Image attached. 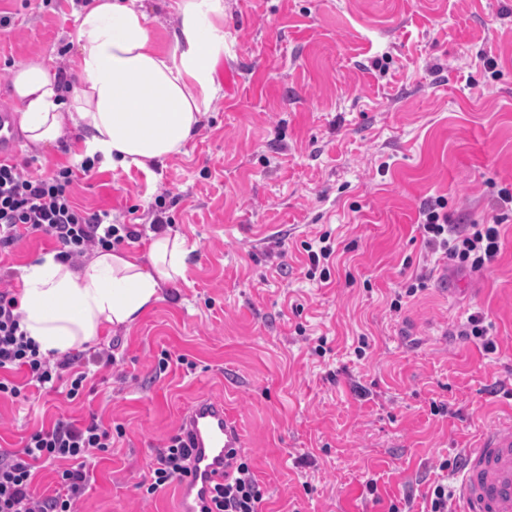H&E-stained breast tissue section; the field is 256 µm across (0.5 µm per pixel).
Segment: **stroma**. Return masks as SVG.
Masks as SVG:
<instances>
[{
	"mask_svg": "<svg viewBox=\"0 0 512 512\" xmlns=\"http://www.w3.org/2000/svg\"><path fill=\"white\" fill-rule=\"evenodd\" d=\"M142 3L170 51L175 0ZM3 16L0 107L16 110L8 78L30 57L75 81L69 0H0ZM222 67L236 89L186 154L147 171L103 161L74 185L78 203L124 224L165 193L168 233L196 246L183 279L101 334L123 359L81 400L0 398V450L102 413L125 434L80 512H176L177 486L147 500L134 486L206 393L241 430L261 512H387L406 496L423 512L440 462L512 406V212L492 269L449 264L390 309L428 262L421 204L443 198L465 225L512 185V0H224ZM327 230L337 252L323 286L305 278L302 244ZM477 310L495 354L456 335ZM165 351L194 370H160Z\"/></svg>",
	"mask_w": 512,
	"mask_h": 512,
	"instance_id": "obj_1",
	"label": "stroma"
}]
</instances>
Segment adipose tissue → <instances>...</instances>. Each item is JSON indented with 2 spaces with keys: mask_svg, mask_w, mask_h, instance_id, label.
Wrapping results in <instances>:
<instances>
[{
  "mask_svg": "<svg viewBox=\"0 0 512 512\" xmlns=\"http://www.w3.org/2000/svg\"><path fill=\"white\" fill-rule=\"evenodd\" d=\"M176 7L181 23L169 52L156 49L136 0H92L69 39L76 85H64L38 57L13 69L9 95L27 145L79 144L85 155L141 169L185 153L222 91L224 0H177ZM193 250L184 236L168 233L144 259L99 250L76 269L45 254L22 269L21 329L40 353L60 356L102 331L133 325L161 288L183 277Z\"/></svg>",
  "mask_w": 512,
  "mask_h": 512,
  "instance_id": "adipose-tissue-1",
  "label": "adipose tissue"
}]
</instances>
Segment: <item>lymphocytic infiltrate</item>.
Listing matches in <instances>:
<instances>
[{
  "label": "lymphocytic infiltrate",
  "instance_id": "f902f5d3",
  "mask_svg": "<svg viewBox=\"0 0 512 512\" xmlns=\"http://www.w3.org/2000/svg\"><path fill=\"white\" fill-rule=\"evenodd\" d=\"M94 159L79 167H58L52 174L34 175L18 161L0 163V397L26 398L29 389L64 391L68 401L80 399L98 371L116 365L111 346L41 355L37 344L20 328L22 314L8 260L12 246L35 236L52 241L58 258L76 263L88 252L109 250L140 241L146 231H159L169 218L164 196H156L149 224H116L108 211H91L73 196L78 177H92ZM512 205V188L498 193L499 211L466 226L444 215L443 199L423 203L418 227L425 250L436 261L452 260L474 272L491 269L502 249V211ZM112 447V427L97 413L81 422L56 419L26 436L20 448L0 452V512H78L89 478L99 459ZM189 449L181 433L170 435L158 448L147 479L136 484L150 498L181 481L188 471ZM54 467L52 494L41 493L38 469ZM263 491L247 454L232 457V474L217 487L205 512H259Z\"/></svg>",
  "mask_w": 512,
  "mask_h": 512
}]
</instances>
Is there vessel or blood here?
Wrapping results in <instances>:
<instances>
[{"mask_svg": "<svg viewBox=\"0 0 512 512\" xmlns=\"http://www.w3.org/2000/svg\"><path fill=\"white\" fill-rule=\"evenodd\" d=\"M10 111L0 112V161L14 158ZM180 426L189 438V473L179 484L178 512H202L210 506L214 488L223 482L229 449L243 445L241 433L223 402L201 394L184 411ZM454 493L461 512H512V417L502 419L466 449Z\"/></svg>", "mask_w": 512, "mask_h": 512, "instance_id": "vessel-or-blood-1", "label": "vessel or blood"}]
</instances>
